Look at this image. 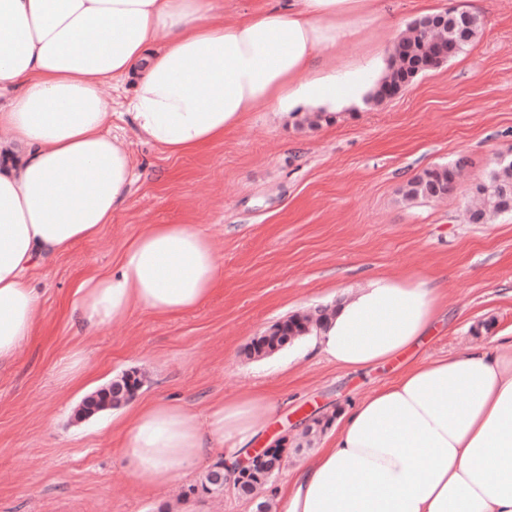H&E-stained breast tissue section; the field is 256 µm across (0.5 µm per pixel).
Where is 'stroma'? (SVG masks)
Segmentation results:
<instances>
[{
  "label": "stroma",
  "mask_w": 512,
  "mask_h": 512,
  "mask_svg": "<svg viewBox=\"0 0 512 512\" xmlns=\"http://www.w3.org/2000/svg\"><path fill=\"white\" fill-rule=\"evenodd\" d=\"M419 0H385L396 26L367 27L336 50V67L365 44L392 47L418 17ZM479 16L475 42L419 74L391 98L337 114L312 128L258 110L206 151L171 157L132 131V85L103 86L114 131L125 137L138 180L95 239L31 275L42 326L18 361L0 368V512H253L233 490L200 488L201 471L164 489L141 490L116 452L111 414L81 416L84 400L60 377L80 345L89 381L133 372L136 400L197 406L263 386L283 404L267 434L298 449L302 410L335 418L389 381L396 360L358 371L307 354V339L256 358L255 336L290 315L332 307L376 273L434 275L448 290V317L418 358L465 352L512 329V213L468 224L463 208L496 156L512 152V0H430ZM462 160L454 190L407 203L403 184L436 164ZM148 224H197L213 237L223 285L195 313L158 318L138 310L84 335L70 314L72 287L90 269L118 261Z\"/></svg>",
  "instance_id": "obj_1"
}]
</instances>
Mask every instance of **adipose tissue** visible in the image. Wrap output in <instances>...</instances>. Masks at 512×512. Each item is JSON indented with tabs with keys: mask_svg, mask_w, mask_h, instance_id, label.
Wrapping results in <instances>:
<instances>
[{
	"mask_svg": "<svg viewBox=\"0 0 512 512\" xmlns=\"http://www.w3.org/2000/svg\"><path fill=\"white\" fill-rule=\"evenodd\" d=\"M383 0H0V367L38 332L31 271L98 237L137 177L112 132L103 85L131 82L137 137L171 156L223 140L266 108L333 113L375 93L388 51L336 72V48L393 25ZM223 283L210 235L149 224L108 271L77 281L86 335L143 309L200 308ZM444 289L380 274L348 292L308 349L350 370L421 346L443 322ZM278 413L266 391L204 409L157 398L122 411L121 457L146 491L223 449L235 460ZM311 462L287 472L280 512H512V353L487 345L407 365L341 413Z\"/></svg>",
	"mask_w": 512,
	"mask_h": 512,
	"instance_id": "ef3b65f1",
	"label": "adipose tissue"
}]
</instances>
